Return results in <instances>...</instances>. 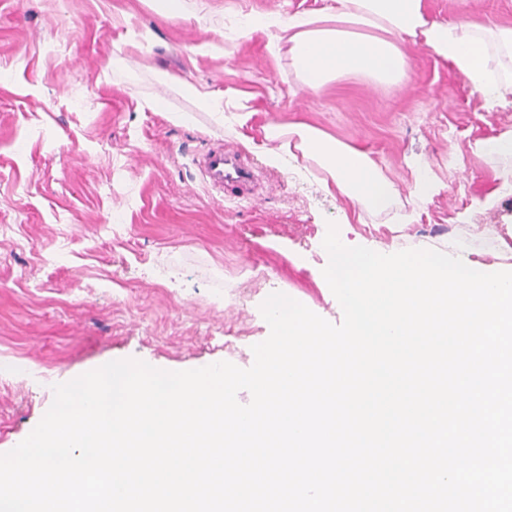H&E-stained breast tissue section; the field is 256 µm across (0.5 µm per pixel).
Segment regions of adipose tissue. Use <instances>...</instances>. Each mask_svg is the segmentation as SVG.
I'll return each instance as SVG.
<instances>
[{"mask_svg": "<svg viewBox=\"0 0 512 512\" xmlns=\"http://www.w3.org/2000/svg\"><path fill=\"white\" fill-rule=\"evenodd\" d=\"M243 32L266 35L268 49L286 56L298 83L313 91L345 73L398 83L410 67L401 48L408 40L449 61L487 102L512 90V27L440 21L426 0H322L316 9L248 17ZM264 137L274 159L314 164L323 186H336L363 210L381 213L395 204L394 183L366 152L306 124H270Z\"/></svg>", "mask_w": 512, "mask_h": 512, "instance_id": "1", "label": "adipose tissue"}]
</instances>
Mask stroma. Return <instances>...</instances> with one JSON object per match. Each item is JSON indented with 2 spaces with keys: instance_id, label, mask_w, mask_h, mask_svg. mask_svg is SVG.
I'll return each instance as SVG.
<instances>
[{
  "instance_id": "35a3bbf8",
  "label": "stroma",
  "mask_w": 512,
  "mask_h": 512,
  "mask_svg": "<svg viewBox=\"0 0 512 512\" xmlns=\"http://www.w3.org/2000/svg\"><path fill=\"white\" fill-rule=\"evenodd\" d=\"M315 0H0V454L23 441L54 385L121 359L182 371L251 367L270 327L260 306L283 293L343 319L322 271L336 224L348 246L480 254L512 267V157L464 146L512 131V94L488 105L464 75L405 44L408 78L378 85L344 74L300 87L245 17ZM432 17L512 26V0H427ZM233 94L254 109L249 140L158 79ZM303 121L368 152L401 208L360 211L264 150L261 128ZM236 142L262 176L217 195L196 158ZM443 182L411 202V161ZM232 347H225V340Z\"/></svg>"
}]
</instances>
